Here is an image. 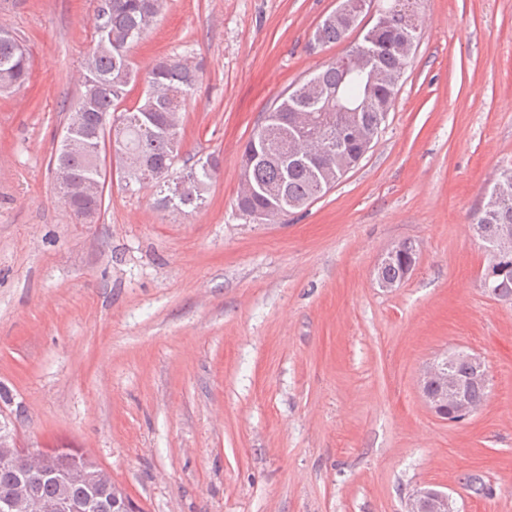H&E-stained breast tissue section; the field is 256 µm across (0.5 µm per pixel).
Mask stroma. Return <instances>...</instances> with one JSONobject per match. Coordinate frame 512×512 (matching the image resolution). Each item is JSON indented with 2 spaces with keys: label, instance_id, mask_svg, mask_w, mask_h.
Instances as JSON below:
<instances>
[{
  "label": "stroma",
  "instance_id": "35a3bbf8",
  "mask_svg": "<svg viewBox=\"0 0 512 512\" xmlns=\"http://www.w3.org/2000/svg\"><path fill=\"white\" fill-rule=\"evenodd\" d=\"M99 0H0L30 54L0 94V418L26 448L91 454L139 512H512V300L484 292L473 230L512 167V0H422L385 129L306 209L239 217L243 145L290 85L343 50L306 45L336 0H167L138 70L202 64L181 150L221 176L197 209L112 183L91 224L51 160L81 91ZM414 243L395 290L374 269ZM479 354L490 392L438 417L420 377ZM485 484L475 493L467 484ZM407 512H456L452 496L447 492L423 487L416 489L406 503Z\"/></svg>",
  "mask_w": 512,
  "mask_h": 512
}]
</instances>
